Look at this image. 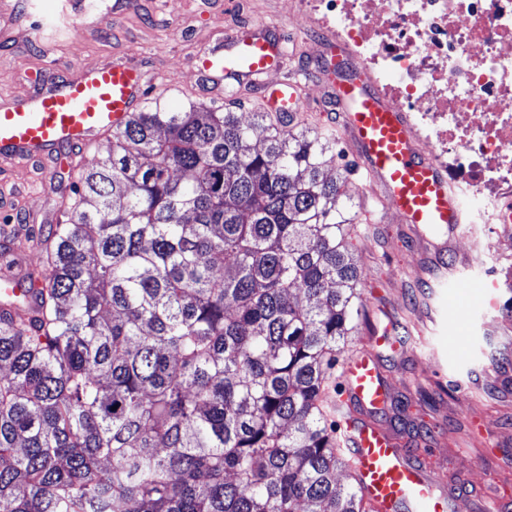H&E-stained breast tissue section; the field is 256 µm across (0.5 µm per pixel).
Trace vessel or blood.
Instances as JSON below:
<instances>
[{
	"label": "vessel or blood",
	"mask_w": 512,
	"mask_h": 512,
	"mask_svg": "<svg viewBox=\"0 0 512 512\" xmlns=\"http://www.w3.org/2000/svg\"><path fill=\"white\" fill-rule=\"evenodd\" d=\"M76 0H58L49 30L57 36L75 30ZM281 39L265 25H250L230 38L216 40L194 65L195 85L216 96L223 86L248 81L269 111L296 114L302 106L300 84L268 82L280 67ZM336 72L331 97L343 114L344 129L359 166L391 203L403 223L427 225L455 233L466 209L447 173L418 149L406 113L391 105L369 76L351 67L344 50L326 62ZM146 101L144 78L136 64L115 60L82 70L77 77L50 79L34 95L0 106V156L28 163H60L66 150L97 144L122 128ZM38 280L17 275L0 280L6 295L33 300ZM396 343L372 337L343 366L345 409H358L364 420L349 418L350 460L370 512H453V499L429 460L431 451L409 457L402 444L375 414L390 399L380 357Z\"/></svg>",
	"instance_id": "1"
}]
</instances>
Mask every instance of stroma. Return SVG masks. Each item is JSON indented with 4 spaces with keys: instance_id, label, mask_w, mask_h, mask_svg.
Wrapping results in <instances>:
<instances>
[{
    "instance_id": "1",
    "label": "stroma",
    "mask_w": 512,
    "mask_h": 512,
    "mask_svg": "<svg viewBox=\"0 0 512 512\" xmlns=\"http://www.w3.org/2000/svg\"><path fill=\"white\" fill-rule=\"evenodd\" d=\"M85 0V30L49 42L32 31V16L10 14L0 24V101L21 99L41 88L49 72L113 60L138 64L151 97L170 111H186L211 98L194 91L197 56L217 38L257 18L272 19L285 53L280 76H298L306 87L311 126L334 134L347 166L344 204L374 220L359 225L355 247L362 266L367 318L351 336L345 354L366 337L402 340L400 352H385L382 364L391 389L377 416L407 448L434 449L432 466L456 493L455 512H482L483 499L512 497V309L511 292L495 286L501 257L512 240L487 256L460 236L375 218L379 195L359 170L341 124L327 103L335 74L322 69L329 55L323 30L306 26L292 12L294 0ZM110 140L76 154L63 168L23 166L0 158V219L5 233L50 231L57 192L77 181L79 167L106 156ZM482 457L485 470L470 469Z\"/></svg>"
}]
</instances>
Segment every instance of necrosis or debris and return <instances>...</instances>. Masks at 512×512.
Here are the masks:
<instances>
[{
    "label": "necrosis or debris",
    "mask_w": 512,
    "mask_h": 512,
    "mask_svg": "<svg viewBox=\"0 0 512 512\" xmlns=\"http://www.w3.org/2000/svg\"><path fill=\"white\" fill-rule=\"evenodd\" d=\"M463 194L475 221L512 210V0H299Z\"/></svg>",
    "instance_id": "necrosis-or-debris-1"
}]
</instances>
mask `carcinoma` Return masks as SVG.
Segmentation results:
<instances>
[{
	"label": "carcinoma",
	"mask_w": 512,
	"mask_h": 512,
	"mask_svg": "<svg viewBox=\"0 0 512 512\" xmlns=\"http://www.w3.org/2000/svg\"><path fill=\"white\" fill-rule=\"evenodd\" d=\"M331 143L157 99L0 250L43 258L0 315V512H366L327 406L363 310Z\"/></svg>",
	"instance_id": "obj_1"
}]
</instances>
